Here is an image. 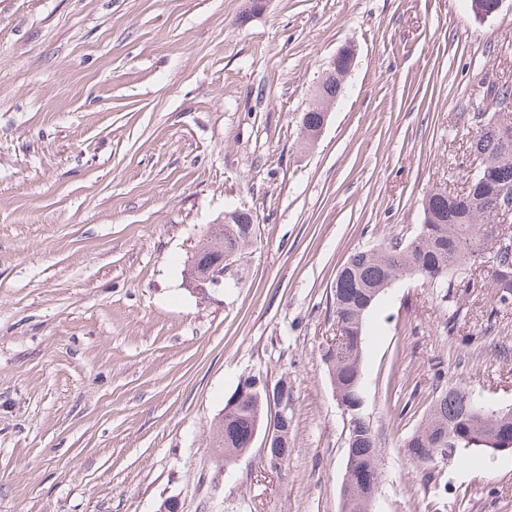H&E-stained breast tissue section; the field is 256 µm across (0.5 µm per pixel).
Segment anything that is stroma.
<instances>
[{"label": "stroma", "mask_w": 512, "mask_h": 512, "mask_svg": "<svg viewBox=\"0 0 512 512\" xmlns=\"http://www.w3.org/2000/svg\"><path fill=\"white\" fill-rule=\"evenodd\" d=\"M503 82L512 0L485 19L469 0H0V512H339L348 418L320 357L336 273L475 175L460 115ZM234 207L256 222L238 277L189 286ZM457 300L403 277L366 318L374 512H512L511 452L464 451L434 485L402 447L435 370L512 406V311L488 325L487 268ZM247 375L292 389L281 471L260 446L228 465L210 446ZM335 64H336V55H334V57L326 65V68L324 69L323 74H322L321 82L325 81L329 78L336 80V72L334 71ZM342 88H343V86L341 87L337 80H336V82L325 81L322 83V85L318 86V88L315 92V95H314V97H315L314 102L309 105L308 109L306 110V112L303 113V117H302L303 125L310 130H314L321 124L323 112H324L322 124L316 130H314V132L304 129L305 137L309 141L310 144H315V142L321 135V133L327 123L328 116H329L328 106L331 102L334 101V100L322 101L320 104L321 112H319L318 108L315 106L317 98H320V100H323L328 97L335 98L338 93L340 95V93L342 92Z\"/></svg>", "instance_id": "stroma-1"}]
</instances>
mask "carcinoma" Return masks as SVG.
<instances>
[{"label":"carcinoma","mask_w":512,"mask_h":512,"mask_svg":"<svg viewBox=\"0 0 512 512\" xmlns=\"http://www.w3.org/2000/svg\"><path fill=\"white\" fill-rule=\"evenodd\" d=\"M498 0H470L471 11L478 18L497 12ZM472 125L469 139L470 154L478 160V171L460 193L433 188L421 199L422 224L416 237L358 250L338 271L332 299L337 325L346 343L330 355H321L328 374L350 409L348 462L354 479L351 496L361 497L378 485V442L367 421L360 398L363 397L362 354L363 330L366 317L388 284L399 277L426 279L448 292L443 298L455 297V289L468 284L472 266L479 256L466 248L472 240L491 241V288L499 306L512 305V225L497 217L499 194L512 188V112H483L468 115ZM254 232L248 224H213L206 242L187 261L184 271L199 289L204 288L212 264L220 258H233L252 241ZM263 382L257 375L244 378L247 392L237 404L224 410V415L212 426L213 448L224 452V462L234 461L235 455L247 448L255 430L257 418L267 407L262 399ZM434 392L418 428L403 441V448H416L410 459L430 465L424 481L435 477L433 465L443 461L434 448H454V457L469 448L485 449L483 439L489 434L512 438V407L489 408L498 412L494 418L470 407L465 388H448L446 373H434Z\"/></svg>","instance_id":"obj_1"}]
</instances>
